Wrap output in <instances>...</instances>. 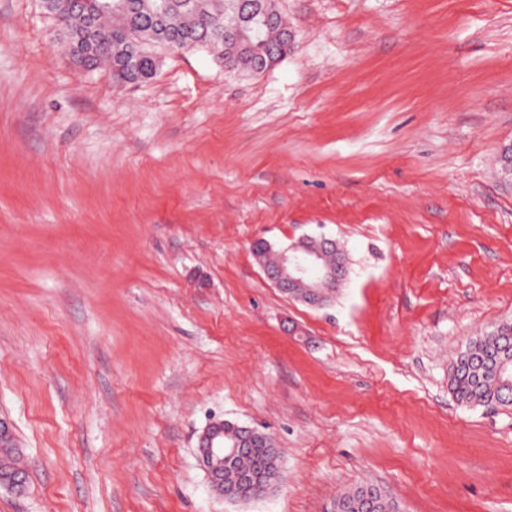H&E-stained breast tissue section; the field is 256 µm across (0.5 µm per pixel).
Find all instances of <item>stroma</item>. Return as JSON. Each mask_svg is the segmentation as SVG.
<instances>
[{
	"mask_svg": "<svg viewBox=\"0 0 512 512\" xmlns=\"http://www.w3.org/2000/svg\"><path fill=\"white\" fill-rule=\"evenodd\" d=\"M260 73L162 52L79 70L41 0H0V417L27 485L0 512H512V410L460 405L455 352L512 321V0H277ZM336 240L315 309L256 242ZM216 420L283 452L232 503ZM240 429L244 437L239 446L232 448L230 451L224 449V440L225 446H230L238 432L232 426L226 424L224 431L220 430L210 435L203 433L198 446L199 460L208 471L213 490L215 489L223 494L224 499L229 501H239L245 497H264L278 484V482L271 481V478L265 479V477L246 475L237 485L224 489V487L235 484L243 473L251 470L260 471L266 467L264 448L272 443L268 436L265 437L261 447L251 448L249 453L239 458L235 463L236 458L249 448L247 445L252 443L258 433L254 427L240 426ZM223 435L224 440L223 438L221 440ZM330 512H400L398 503L373 484H361L336 495Z\"/></svg>",
	"mask_w": 512,
	"mask_h": 512,
	"instance_id": "stroma-1",
	"label": "stroma"
}]
</instances>
